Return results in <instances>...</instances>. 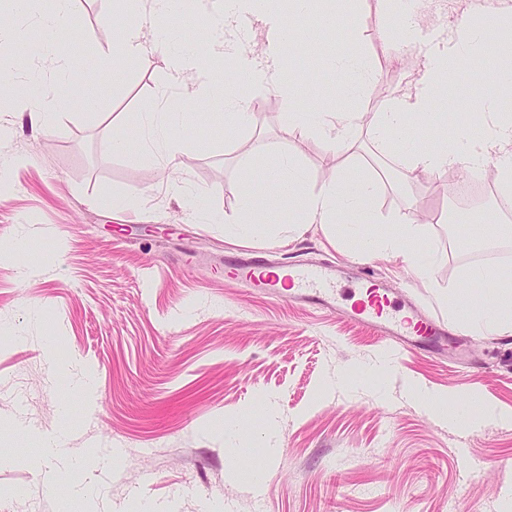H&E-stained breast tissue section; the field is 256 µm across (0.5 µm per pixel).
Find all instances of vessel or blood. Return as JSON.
<instances>
[{
	"label": "vessel or blood",
	"mask_w": 512,
	"mask_h": 512,
	"mask_svg": "<svg viewBox=\"0 0 512 512\" xmlns=\"http://www.w3.org/2000/svg\"><path fill=\"white\" fill-rule=\"evenodd\" d=\"M268 266V260L262 257H240L225 262L224 276L274 297L282 294L279 282L284 279L290 287L287 295L290 301L321 308L336 307L339 293L335 270L314 265L288 266L283 270V279L278 280L264 276ZM358 290L366 298L351 304L347 316L369 327L390 351L405 346L435 351L444 346L447 333L437 318L414 304L397 303L389 289L372 275L362 277Z\"/></svg>",
	"instance_id": "obj_1"
}]
</instances>
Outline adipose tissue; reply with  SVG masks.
Returning a JSON list of instances; mask_svg holds the SVG:
<instances>
[{
  "label": "adipose tissue",
  "mask_w": 512,
  "mask_h": 512,
  "mask_svg": "<svg viewBox=\"0 0 512 512\" xmlns=\"http://www.w3.org/2000/svg\"><path fill=\"white\" fill-rule=\"evenodd\" d=\"M200 5L203 14L212 21L213 34L197 50L171 47L166 37L176 11L175 0H114V10H127L133 19L115 31L113 78H120L149 52L167 54L173 79L190 71L204 75L189 94L162 92L158 102L141 112L143 146L136 156L138 162L167 166L181 154L183 146L175 130L186 119L191 105L200 111L211 102H220L225 129L248 128L257 94L269 88L277 91L287 107L283 125L286 133L317 137L332 148L350 147L361 118L353 102L375 77L363 43L352 40L336 64L335 74L343 96L340 104L313 103L298 108L299 84L284 82L279 74L286 51L301 52L305 42L300 32L285 36V16L313 13L320 25L327 27L336 12L357 15L361 0H289L284 12L279 10L278 0H200ZM245 17L264 26L266 47L261 55H251L237 36L240 21ZM490 49L497 60L496 91L483 96L475 105L481 134H473L470 125L461 123L452 129L443 121L437 125L436 139L423 147L415 143L409 135L411 124L426 118L434 93L455 76L458 57L468 56L473 64L479 65ZM216 61L224 62L235 73V81L222 83L211 75L210 66ZM22 68L17 61L12 69H0V93L10 92L22 103L31 126H48L71 101L72 94L64 81L66 63L60 58L55 60L60 84L51 92H37L26 86ZM511 97L512 13H497L491 25L479 14L451 34L447 47L428 56L423 74L409 92L388 97L382 103L369 130L377 150L396 158L405 180L454 168L468 172L484 168L492 160L498 169L499 183L511 191L512 110L505 106ZM264 181L271 186L276 204L288 207V221L279 227L285 237L298 235L309 224H335L340 232L353 237L360 256L382 253L413 268L420 277L429 278L432 260L412 248L417 227L410 217H402L389 231H375L379 221L374 206L380 186L377 176L358 172L325 182L315 191L309 188L295 162L282 154L275 164L265 166ZM496 281L498 289L491 297L461 288L449 289L447 300L452 318L478 332L511 336L512 275L497 273ZM425 402L435 418L462 430L486 419L512 422V410L475 398L467 405L451 407L430 394Z\"/></svg>",
  "instance_id": "ef3b65f1"
}]
</instances>
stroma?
Wrapping results in <instances>:
<instances>
[{"label":"stroma","mask_w":512,"mask_h":512,"mask_svg":"<svg viewBox=\"0 0 512 512\" xmlns=\"http://www.w3.org/2000/svg\"><path fill=\"white\" fill-rule=\"evenodd\" d=\"M111 9L112 0H73L76 28L56 40L71 60L69 83L99 85L97 109L76 97L50 126L33 128L14 100L0 99V124L12 129L0 157L13 162L0 178V512H128L138 500L175 512H501L512 498V424L463 433L413 396L417 387L451 403L476 394L512 410V336L460 327L445 301L455 287L493 294L494 282L466 279L469 268H512V239L495 235L499 195L466 215L472 244L457 242L441 221L457 171L404 182L365 125L386 97L412 88L424 48L444 43L483 0H423L409 30L379 15L373 0L329 29L301 20L318 41L301 53L303 69L328 79L302 83L299 107L339 100L331 73L352 38L375 69L354 102L365 118L354 149L332 153L320 139L284 134V106L269 90L255 101L252 129L225 130L216 105L188 117L180 130L187 150L165 171L128 155L142 145L139 112L171 82L168 59L143 56L117 79L105 71L113 30L100 17ZM457 74L414 125L420 142L432 140L444 112L486 94L487 77L468 60ZM115 136L127 138L128 155L105 150ZM280 154L297 159L313 188L339 172L384 169L378 212L411 215L415 247L434 258L430 280L382 256L358 260L351 240L321 224L290 242L277 224L239 240L234 189L251 177L257 208H268L257 161ZM176 184L204 191L222 222H195ZM112 195L125 198L123 209L104 206ZM246 251L339 266L346 292L367 268L394 300H416L447 323L448 350L399 351L379 389L350 385L386 354L371 330L341 311L225 280V254ZM66 360L94 375L92 395L72 387L59 368ZM270 404L278 412L272 439L260 430ZM61 432L67 447L94 458L50 483L41 448ZM242 448L266 473L259 489L230 476Z\"/></svg>","instance_id":"obj_1"}]
</instances>
